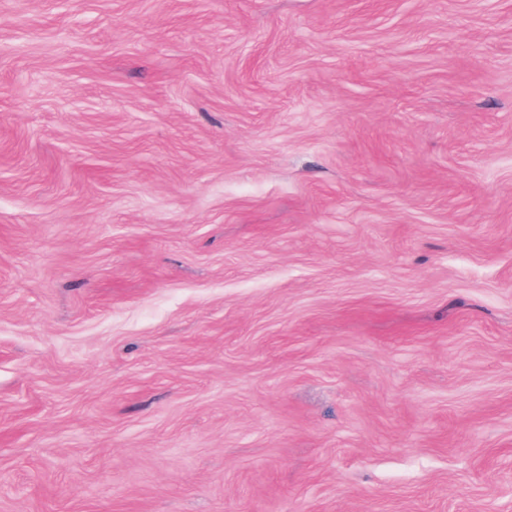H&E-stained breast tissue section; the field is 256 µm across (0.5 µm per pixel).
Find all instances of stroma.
<instances>
[{"label":"stroma","mask_w":512,"mask_h":512,"mask_svg":"<svg viewBox=\"0 0 512 512\" xmlns=\"http://www.w3.org/2000/svg\"><path fill=\"white\" fill-rule=\"evenodd\" d=\"M0 512H512V0H0Z\"/></svg>","instance_id":"35a3bbf8"}]
</instances>
